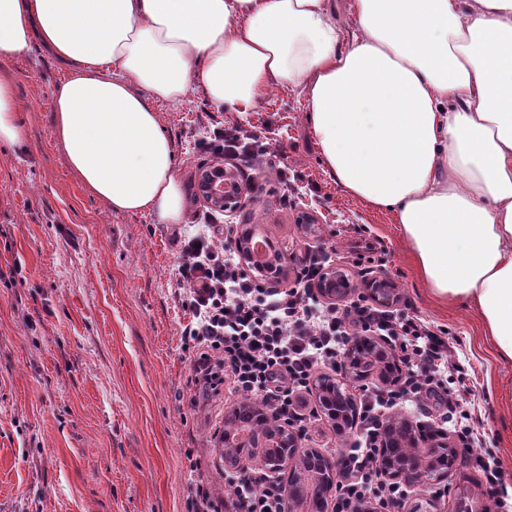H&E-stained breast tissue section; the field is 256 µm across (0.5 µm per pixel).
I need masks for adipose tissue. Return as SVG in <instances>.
<instances>
[{
  "label": "adipose tissue",
  "mask_w": 512,
  "mask_h": 512,
  "mask_svg": "<svg viewBox=\"0 0 512 512\" xmlns=\"http://www.w3.org/2000/svg\"><path fill=\"white\" fill-rule=\"evenodd\" d=\"M36 43L67 65L50 108L70 171L160 224L183 198L155 102L244 114L297 91L337 184L394 215L432 293L512 364V0H0V58ZM1 142H27L5 69Z\"/></svg>",
  "instance_id": "1"
}]
</instances>
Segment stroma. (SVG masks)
I'll return each instance as SVG.
<instances>
[{
	"label": "stroma",
	"mask_w": 512,
	"mask_h": 512,
	"mask_svg": "<svg viewBox=\"0 0 512 512\" xmlns=\"http://www.w3.org/2000/svg\"><path fill=\"white\" fill-rule=\"evenodd\" d=\"M4 65L16 78L27 149L0 145V512H188L198 481L225 498L221 437L240 399L228 390L198 398L190 382L175 227L109 213L71 173L52 136L50 97L66 73L56 58L36 44ZM158 110L186 195L213 162L198 144L214 130L268 137L271 159L293 183L290 202L281 204L283 185L269 168L267 193L227 223L262 225L287 254L280 287L317 251L349 276L354 294L368 295V281L387 275L394 308L447 327L469 369L460 393L512 494V415L498 386L512 379V365L482 347L471 310L441 304L414 275L392 214L339 188L303 100L275 90L242 116L197 91ZM305 213L313 223H300ZM354 440L320 413L303 445L338 456ZM407 491L404 512H502L462 457L444 479Z\"/></svg>",
	"instance_id": "obj_1"
}]
</instances>
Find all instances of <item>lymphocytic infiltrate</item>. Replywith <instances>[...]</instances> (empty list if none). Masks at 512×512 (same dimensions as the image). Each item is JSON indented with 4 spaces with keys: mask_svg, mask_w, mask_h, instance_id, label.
<instances>
[{
    "mask_svg": "<svg viewBox=\"0 0 512 512\" xmlns=\"http://www.w3.org/2000/svg\"><path fill=\"white\" fill-rule=\"evenodd\" d=\"M203 149L235 171L267 151L259 137L236 128L216 131ZM222 232L221 225L201 224L178 240L180 302L191 314L181 335L196 390L209 394L231 383L235 393L259 397L275 422L303 436L309 417L300 393L316 369L343 366L352 331L387 339L397 346L406 372L393 387L362 396V435L338 461L331 512H362L368 504L379 512H400L404 489L378 465L381 413L464 382L467 369L451 357L447 327L405 309H377L363 297L343 308L324 304L314 292L324 269L315 257L303 263L293 287H270L243 268L231 244L219 242ZM444 406L423 425L425 436L453 433L469 449L468 462L481 472L485 493L503 503L504 474L491 463L472 412L453 392ZM231 504L234 512H287L282 484L260 470L239 479Z\"/></svg>",
    "mask_w": 512,
    "mask_h": 512,
    "instance_id": "f902f5d3",
    "label": "lymphocytic infiltrate"
}]
</instances>
